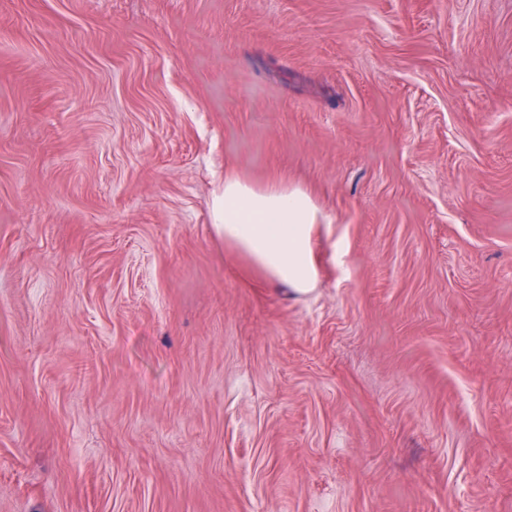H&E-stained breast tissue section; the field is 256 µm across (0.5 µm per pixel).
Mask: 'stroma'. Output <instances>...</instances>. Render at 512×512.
Segmentation results:
<instances>
[{"label": "stroma", "instance_id": "obj_1", "mask_svg": "<svg viewBox=\"0 0 512 512\" xmlns=\"http://www.w3.org/2000/svg\"><path fill=\"white\" fill-rule=\"evenodd\" d=\"M0 512H512V0H0ZM213 206V228L249 277L309 293L319 276L314 241L331 222L301 187L251 183L224 171Z\"/></svg>", "mask_w": 512, "mask_h": 512}]
</instances>
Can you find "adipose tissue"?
<instances>
[{
  "instance_id": "1",
  "label": "adipose tissue",
  "mask_w": 512,
  "mask_h": 512,
  "mask_svg": "<svg viewBox=\"0 0 512 512\" xmlns=\"http://www.w3.org/2000/svg\"><path fill=\"white\" fill-rule=\"evenodd\" d=\"M219 182L213 228L244 274L309 293L319 276L314 241L331 227L311 195L278 182L257 185L232 171Z\"/></svg>"
}]
</instances>
